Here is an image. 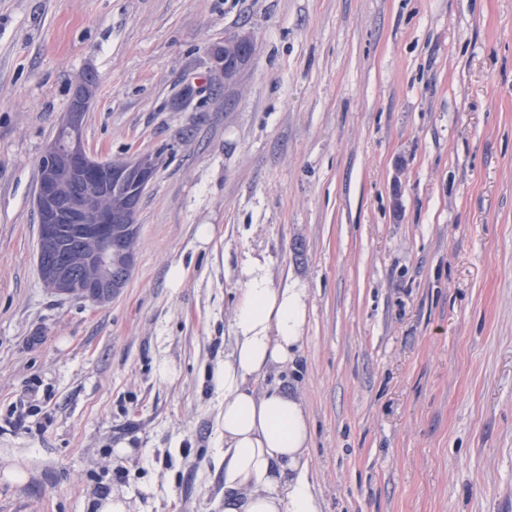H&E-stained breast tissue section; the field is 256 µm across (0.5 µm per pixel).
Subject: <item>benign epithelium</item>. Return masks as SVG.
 I'll use <instances>...</instances> for the list:
<instances>
[{"label": "benign epithelium", "mask_w": 512, "mask_h": 512, "mask_svg": "<svg viewBox=\"0 0 512 512\" xmlns=\"http://www.w3.org/2000/svg\"><path fill=\"white\" fill-rule=\"evenodd\" d=\"M95 97L94 84L86 77L78 80L61 122L66 144L53 141L46 147L35 197L44 245L55 246V225L81 224L85 239L98 245L82 251L80 266L102 271L95 277L78 275L71 265L56 260L45 269L46 286L55 294L94 302L119 293L127 283L134 253L112 252V225L133 223L141 196L156 174L148 154L107 166L87 150L83 117Z\"/></svg>", "instance_id": "1"}]
</instances>
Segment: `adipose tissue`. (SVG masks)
Instances as JSON below:
<instances>
[{
    "mask_svg": "<svg viewBox=\"0 0 512 512\" xmlns=\"http://www.w3.org/2000/svg\"><path fill=\"white\" fill-rule=\"evenodd\" d=\"M244 288L224 389V512H320L304 473L311 441L302 403L278 387L257 391L270 369L295 364L307 318L305 288L275 287L263 258L241 265Z\"/></svg>",
    "mask_w": 512,
    "mask_h": 512,
    "instance_id": "obj_1",
    "label": "adipose tissue"
}]
</instances>
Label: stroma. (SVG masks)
Returning <instances> with one entry per match:
<instances>
[{
    "mask_svg": "<svg viewBox=\"0 0 512 512\" xmlns=\"http://www.w3.org/2000/svg\"><path fill=\"white\" fill-rule=\"evenodd\" d=\"M88 68L87 150L158 159L102 303L36 253ZM248 254L307 293L267 381L309 415L321 512H512V0H0V512H224ZM251 53L252 49L242 51L241 54H233L230 57L226 54L224 58V46H215L209 52L211 69L216 75H224L225 78L228 71L224 69V59L226 61L225 67L235 68L237 72L246 63Z\"/></svg>",
    "mask_w": 512,
    "mask_h": 512,
    "instance_id": "1",
    "label": "stroma"
}]
</instances>
